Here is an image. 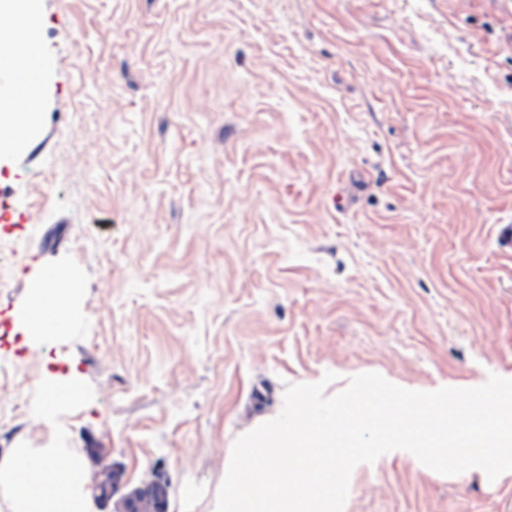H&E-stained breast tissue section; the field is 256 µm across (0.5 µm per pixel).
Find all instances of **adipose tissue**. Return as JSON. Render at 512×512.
Wrapping results in <instances>:
<instances>
[{
	"instance_id": "obj_1",
	"label": "adipose tissue",
	"mask_w": 512,
	"mask_h": 512,
	"mask_svg": "<svg viewBox=\"0 0 512 512\" xmlns=\"http://www.w3.org/2000/svg\"><path fill=\"white\" fill-rule=\"evenodd\" d=\"M38 101L23 111L1 112L0 128L13 138L0 143V155L17 154L39 120ZM74 278L61 269L33 282L28 302L15 315L25 340L42 341L63 333L74 320ZM0 486L7 490L5 512H91L90 462L63 448H14L0 458Z\"/></svg>"
}]
</instances>
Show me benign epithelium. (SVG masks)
I'll return each instance as SVG.
<instances>
[{
	"label": "benign epithelium",
	"instance_id": "benign-epithelium-1",
	"mask_svg": "<svg viewBox=\"0 0 512 512\" xmlns=\"http://www.w3.org/2000/svg\"><path fill=\"white\" fill-rule=\"evenodd\" d=\"M112 500L115 512H169L168 487L156 473L131 487L119 467L103 462L98 472L96 501L104 508Z\"/></svg>",
	"mask_w": 512,
	"mask_h": 512
}]
</instances>
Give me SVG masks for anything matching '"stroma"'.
I'll return each instance as SVG.
<instances>
[{
    "label": "stroma",
    "instance_id": "obj_1",
    "mask_svg": "<svg viewBox=\"0 0 512 512\" xmlns=\"http://www.w3.org/2000/svg\"><path fill=\"white\" fill-rule=\"evenodd\" d=\"M36 153L0 158V455L68 448L210 512L286 385L512 378V0H39ZM47 266L66 333L14 324ZM82 401L39 410L47 355ZM344 512H512L406 451Z\"/></svg>",
    "mask_w": 512,
    "mask_h": 512
}]
</instances>
